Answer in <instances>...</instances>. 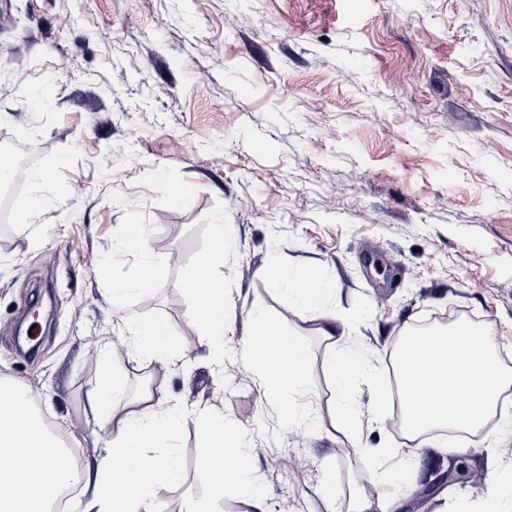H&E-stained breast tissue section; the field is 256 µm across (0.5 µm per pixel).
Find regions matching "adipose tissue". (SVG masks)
Here are the masks:
<instances>
[{"label":"adipose tissue","mask_w":512,"mask_h":512,"mask_svg":"<svg viewBox=\"0 0 512 512\" xmlns=\"http://www.w3.org/2000/svg\"><path fill=\"white\" fill-rule=\"evenodd\" d=\"M289 293L300 306L323 309L322 336L334 340L339 349L331 358L329 372L336 384L337 417L350 423L353 412L349 398L359 375L368 373L363 355L347 345V322L324 308L328 290L317 270L282 273ZM224 282L211 277L205 297H194L188 317L199 343L221 344L226 320ZM286 355L247 347L246 354L264 395L278 400L288 396L305 380L307 351L301 341L283 334ZM131 342L137 355L170 360L171 340L166 325L159 321L132 320ZM15 385L0 381V397H10L0 407V458L9 457V467H0V512H52L59 495L76 484L81 488L78 512H156L154 493L162 484L180 483L183 473L171 441L183 416L171 409L163 395L146 391L134 408L115 416L113 408L121 395L117 381L102 378L90 397L92 409L112 430L107 457L96 472L75 467L69 461L67 444L59 433L48 430L30 400L16 395ZM201 422L210 451L200 460L210 475L208 497L191 501L187 512H217L226 497L247 502L252 512H265L263 492L247 479L249 455L242 448L225 447L235 428L223 413L208 412ZM224 451V471L209 472L210 452ZM374 465V476L392 487L408 486L412 452L397 447L364 448Z\"/></svg>","instance_id":"1"}]
</instances>
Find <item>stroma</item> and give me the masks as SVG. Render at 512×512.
Returning a JSON list of instances; mask_svg holds the SVG:
<instances>
[{
	"instance_id": "obj_1",
	"label": "stroma",
	"mask_w": 512,
	"mask_h": 512,
	"mask_svg": "<svg viewBox=\"0 0 512 512\" xmlns=\"http://www.w3.org/2000/svg\"><path fill=\"white\" fill-rule=\"evenodd\" d=\"M251 87L243 96V87ZM51 167L37 212L0 225V379L60 427L78 467L112 434L89 403L103 370L126 398L222 411L244 430L267 512H345L384 498L355 440L415 449L397 512L483 499L500 450L471 435L410 437L393 395L368 380L356 429L336 421L318 310L276 271L317 269L327 310L385 378L412 326L477 318L512 362V0H0V141ZM184 190L173 198V187ZM223 217L224 364L191 344L184 281ZM146 225L149 257L123 252ZM156 260L148 292L114 314L112 288ZM42 319L28 311L37 297ZM284 319L307 348L287 424L244 344L257 316ZM159 320L191 347L174 364L131 356L129 318ZM183 480L158 512L208 494L197 421L178 429ZM455 467L433 506L412 493Z\"/></svg>"
}]
</instances>
